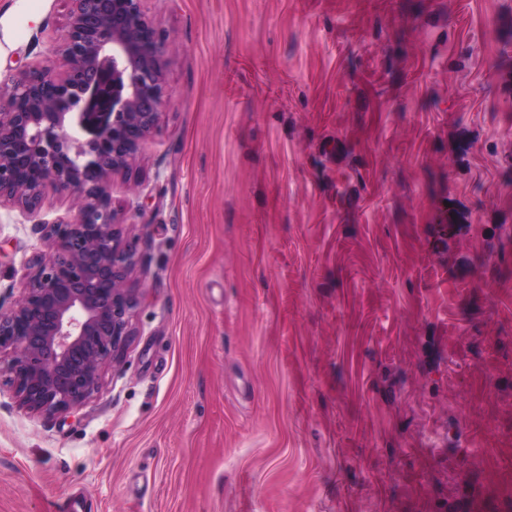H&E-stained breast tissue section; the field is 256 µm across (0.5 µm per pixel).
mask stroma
I'll list each match as a JSON object with an SVG mask.
<instances>
[{
	"mask_svg": "<svg viewBox=\"0 0 512 512\" xmlns=\"http://www.w3.org/2000/svg\"><path fill=\"white\" fill-rule=\"evenodd\" d=\"M68 0H0V86ZM139 296L66 416L0 376V512H512V0H144ZM66 195L0 209V307Z\"/></svg>",
	"mask_w": 512,
	"mask_h": 512,
	"instance_id": "stroma-1",
	"label": "stroma"
}]
</instances>
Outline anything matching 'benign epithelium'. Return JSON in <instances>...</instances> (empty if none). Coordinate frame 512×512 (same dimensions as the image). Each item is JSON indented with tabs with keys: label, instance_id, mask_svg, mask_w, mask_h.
Returning <instances> with one entry per match:
<instances>
[{
	"label": "benign epithelium",
	"instance_id": "1",
	"mask_svg": "<svg viewBox=\"0 0 512 512\" xmlns=\"http://www.w3.org/2000/svg\"><path fill=\"white\" fill-rule=\"evenodd\" d=\"M64 68L24 70L0 107V207L37 210L52 188L73 196L68 222L44 225L46 249L0 308V374L22 407L63 416L98 389L132 335L137 259L123 244L111 176L136 163L163 106L164 39L143 0H69ZM26 165L34 183L17 178Z\"/></svg>",
	"mask_w": 512,
	"mask_h": 512
}]
</instances>
